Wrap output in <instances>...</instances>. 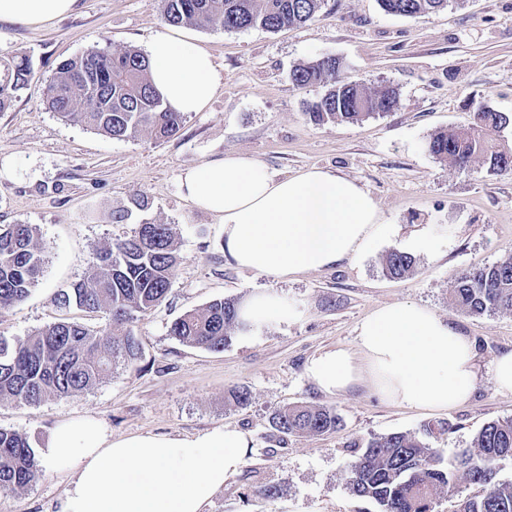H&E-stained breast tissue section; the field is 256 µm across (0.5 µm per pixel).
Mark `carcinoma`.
<instances>
[{"label": "carcinoma", "instance_id": "1", "mask_svg": "<svg viewBox=\"0 0 512 512\" xmlns=\"http://www.w3.org/2000/svg\"><path fill=\"white\" fill-rule=\"evenodd\" d=\"M323 0H162L165 20L226 30L259 27L276 32L312 20ZM390 14L418 18L448 6V0H379ZM150 62L129 48L107 54L96 46L56 66L47 105L61 118L112 138H135L148 132L157 139L175 135L183 114L171 112L149 81ZM33 77L29 59L0 62V111L10 106ZM298 87L321 84L325 93L306 109L318 125L357 122L385 114L399 105L396 88L369 91L346 82L336 61L326 56L292 71ZM471 122L432 134L426 150L459 169L479 164L490 174L512 171V150L495 135L512 117L478 104ZM177 236L171 224H140L134 235L104 248L99 262L71 291L62 294L91 312L105 313L108 323L91 329L77 321L40 328L23 339L0 336V403L37 407L51 397L68 396L96 385L109 371L134 363L141 348L132 324L167 298L175 276ZM416 259L400 250L383 259V272L405 278ZM43 268L38 230L33 224L0 226V313L25 299ZM455 307L472 314L512 313V256L457 277L449 289ZM239 303L215 299L201 311L175 319L171 335L180 342L222 351L240 330ZM274 429L282 436L323 435L338 430L341 419L328 407L295 405L274 412ZM512 460V419L492 420L475 435L472 449L448 465L416 435L393 432L369 440L350 465L346 482L352 495L369 499L377 512H431V495L452 487L458 473L482 487L466 500L463 512H512V482L495 480L501 462ZM40 463L26 435L0 428V492L21 491L40 476Z\"/></svg>", "mask_w": 512, "mask_h": 512}]
</instances>
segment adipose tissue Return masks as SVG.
I'll return each mask as SVG.
<instances>
[{
  "label": "adipose tissue",
  "instance_id": "1",
  "mask_svg": "<svg viewBox=\"0 0 512 512\" xmlns=\"http://www.w3.org/2000/svg\"><path fill=\"white\" fill-rule=\"evenodd\" d=\"M77 0H0V22L40 26L67 16ZM150 79L165 107L202 111L221 84L211 54L193 36L161 33L148 46ZM183 197L224 226V253L236 265L289 280L335 267L400 237L381 221L377 201L359 181L309 167L280 177L256 158L227 154L187 168ZM411 252L438 245L428 228L400 237ZM254 332L293 320L296 307L275 290L256 291L239 306ZM306 373L325 395L366 386L386 403L444 412L469 402L478 386L477 352L434 309L399 303L378 307L357 327L353 346L325 349ZM250 438L223 426L193 435L141 432L113 436L92 419L59 422L42 457L76 470L62 512H204L242 468Z\"/></svg>",
  "mask_w": 512,
  "mask_h": 512
}]
</instances>
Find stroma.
I'll return each mask as SVG.
<instances>
[{"mask_svg":"<svg viewBox=\"0 0 512 512\" xmlns=\"http://www.w3.org/2000/svg\"><path fill=\"white\" fill-rule=\"evenodd\" d=\"M170 29L161 0H80L71 15L41 27L0 24V57L29 58L34 70L0 112V163L13 167L11 178L0 179V225H37L44 257L30 295L0 313V335L22 339L63 320L105 326L103 313L61 305L57 296L139 224L175 225L179 258L166 300L134 325L139 360L90 390L35 409L2 403L0 428L26 434L36 449L71 418L95 419L116 436L238 428L251 438L245 464L205 512H375L345 480L359 446L393 432L418 435L444 419L453 431L429 443L446 461L471 448L486 422L512 419V395L492 381L496 358L512 350V314L472 315L448 302L459 274L512 255V172L460 170L425 149L433 133L470 122L468 99L512 115V0H449L419 19L387 14L378 0H324L311 22L277 32L181 25L212 54L222 84L204 111L186 116L165 140L147 132L111 138L49 110L47 89L60 61L94 44L108 53L144 52ZM327 55L341 60L346 80L396 87L398 108L354 123L310 122L306 106L325 89L296 87L291 72ZM230 153L258 158L280 176L316 166L357 179L385 223L405 233L428 225L438 249L417 253L414 272L401 280L382 271L398 246L394 239L289 281L237 267L224 255L222 225L178 187L185 168ZM266 288L292 299L299 316L251 336L234 334L220 352L186 346L169 333L186 311ZM395 303L429 306L476 343L480 382L467 404L439 415L385 404L364 386L327 396L309 381L306 366L315 354L352 345L365 317ZM234 388L248 390L246 405L230 399ZM301 403L332 408L340 430L281 439L273 413ZM73 476L43 466L24 491L0 493V512H62ZM267 486L277 496L264 497Z\"/></svg>","mask_w":512,"mask_h":512,"instance_id":"stroma-1","label":"stroma"}]
</instances>
